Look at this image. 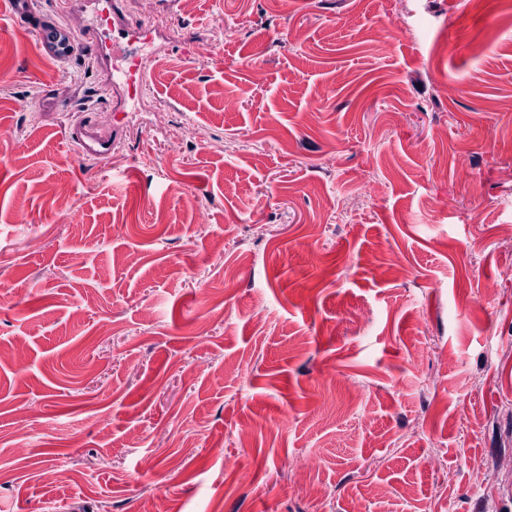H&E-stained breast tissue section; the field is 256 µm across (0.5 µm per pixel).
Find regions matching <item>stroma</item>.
Returning a JSON list of instances; mask_svg holds the SVG:
<instances>
[{"mask_svg":"<svg viewBox=\"0 0 512 512\" xmlns=\"http://www.w3.org/2000/svg\"><path fill=\"white\" fill-rule=\"evenodd\" d=\"M34 8L83 43L0 0V512H512V0H154L134 100ZM14 15L28 20L35 30L42 53L54 60H67L76 51L79 37L70 28L50 17L37 15L31 0H11ZM71 138L78 153L86 159H102L112 154L111 137L89 131L82 122L74 127Z\"/></svg>","mask_w":512,"mask_h":512,"instance_id":"obj_1","label":"stroma"}]
</instances>
